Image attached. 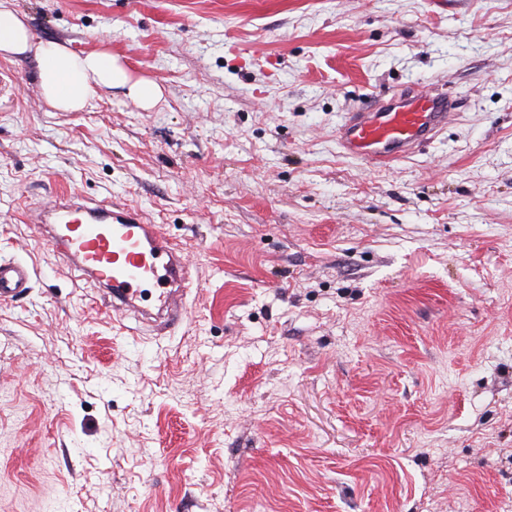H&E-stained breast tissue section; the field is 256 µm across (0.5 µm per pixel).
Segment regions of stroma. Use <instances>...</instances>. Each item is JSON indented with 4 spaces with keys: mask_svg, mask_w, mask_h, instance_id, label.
<instances>
[{
    "mask_svg": "<svg viewBox=\"0 0 512 512\" xmlns=\"http://www.w3.org/2000/svg\"><path fill=\"white\" fill-rule=\"evenodd\" d=\"M162 98L80 112L0 57V512H512V0H12ZM441 89L380 166L337 130ZM185 256L183 322L101 306L25 214L59 190ZM29 281L27 266L0 262V300L13 299L28 288Z\"/></svg>",
    "mask_w": 512,
    "mask_h": 512,
    "instance_id": "stroma-1",
    "label": "stroma"
}]
</instances>
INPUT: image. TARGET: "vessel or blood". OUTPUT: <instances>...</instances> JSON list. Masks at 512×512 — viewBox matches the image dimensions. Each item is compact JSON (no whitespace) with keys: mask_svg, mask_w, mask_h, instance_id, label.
I'll return each instance as SVG.
<instances>
[{"mask_svg":"<svg viewBox=\"0 0 512 512\" xmlns=\"http://www.w3.org/2000/svg\"><path fill=\"white\" fill-rule=\"evenodd\" d=\"M455 109L446 92L403 91L351 113L338 139L347 153L382 163L398 160L431 142ZM30 221L44 225V238L60 260L95 283L114 312L141 315L142 289L149 284L160 323L182 322L187 264L158 225L143 222L127 206L92 205L65 193ZM29 281L27 266L0 262V300L16 297Z\"/></svg>","mask_w":512,"mask_h":512,"instance_id":"b4317fda","label":"vessel or blood"}]
</instances>
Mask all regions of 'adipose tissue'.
Wrapping results in <instances>:
<instances>
[{
  "mask_svg": "<svg viewBox=\"0 0 512 512\" xmlns=\"http://www.w3.org/2000/svg\"><path fill=\"white\" fill-rule=\"evenodd\" d=\"M34 52L39 63V85L46 102L61 112L84 109L101 90L126 89L141 104L155 106L162 97L151 81L133 78L111 52L81 55L55 42L33 44L30 31L10 0H0V53Z\"/></svg>",
  "mask_w": 512,
  "mask_h": 512,
  "instance_id": "1",
  "label": "adipose tissue"
}]
</instances>
